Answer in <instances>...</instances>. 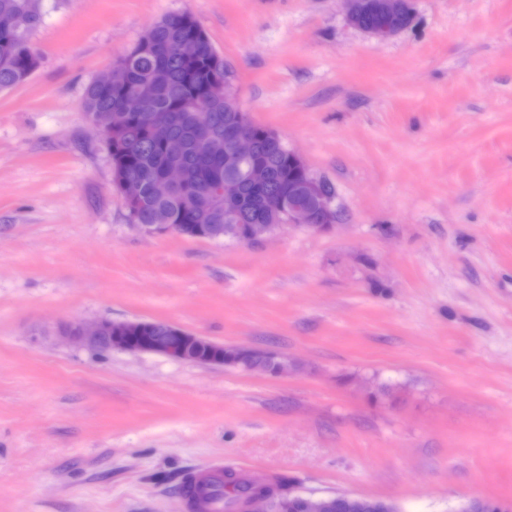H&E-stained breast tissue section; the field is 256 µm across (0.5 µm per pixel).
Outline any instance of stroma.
<instances>
[{"mask_svg":"<svg viewBox=\"0 0 512 512\" xmlns=\"http://www.w3.org/2000/svg\"><path fill=\"white\" fill-rule=\"evenodd\" d=\"M412 3L379 41L341 0H38L40 65L0 92V512H185L216 468L398 512L512 502V0ZM175 13L332 185V229L131 226L85 89ZM101 319L286 368L62 341Z\"/></svg>","mask_w":512,"mask_h":512,"instance_id":"obj_1","label":"stroma"}]
</instances>
